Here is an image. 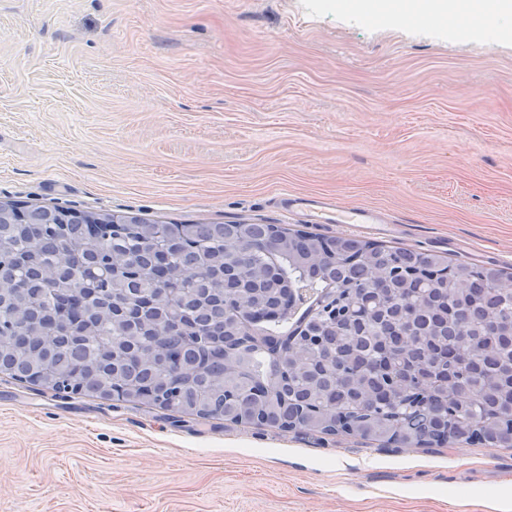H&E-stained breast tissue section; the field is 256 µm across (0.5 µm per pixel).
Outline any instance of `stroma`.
Segmentation results:
<instances>
[{
    "label": "stroma",
    "instance_id": "1",
    "mask_svg": "<svg viewBox=\"0 0 512 512\" xmlns=\"http://www.w3.org/2000/svg\"><path fill=\"white\" fill-rule=\"evenodd\" d=\"M303 197L385 224H314ZM0 201L280 224L512 272V15L0 0ZM0 512H512V449L403 448L0 375Z\"/></svg>",
    "mask_w": 512,
    "mask_h": 512
}]
</instances>
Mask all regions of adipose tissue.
<instances>
[{
  "label": "adipose tissue",
  "mask_w": 512,
  "mask_h": 512,
  "mask_svg": "<svg viewBox=\"0 0 512 512\" xmlns=\"http://www.w3.org/2000/svg\"><path fill=\"white\" fill-rule=\"evenodd\" d=\"M365 7L379 14L400 12L421 22L431 18L449 20L461 15L491 18L512 12V0H362Z\"/></svg>",
  "instance_id": "ef3b65f1"
}]
</instances>
